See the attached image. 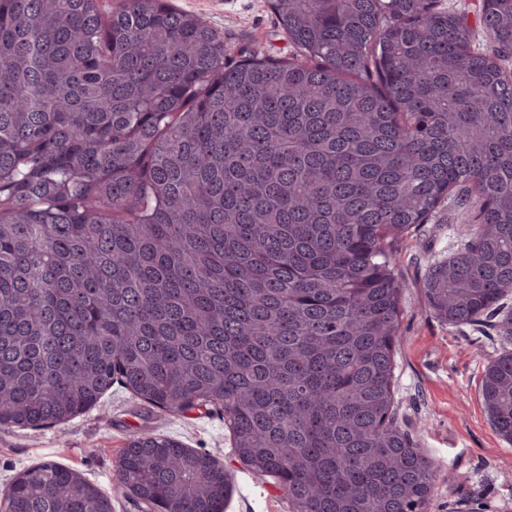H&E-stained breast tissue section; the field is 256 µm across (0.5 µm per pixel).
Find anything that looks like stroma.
<instances>
[{"label": "stroma", "mask_w": 512, "mask_h": 512, "mask_svg": "<svg viewBox=\"0 0 512 512\" xmlns=\"http://www.w3.org/2000/svg\"><path fill=\"white\" fill-rule=\"evenodd\" d=\"M204 18L224 38V55L291 57L269 0H169ZM482 0H436L438 10L465 17L473 48H492L481 21ZM477 208L458 198L444 201L399 244L398 269L406 288L393 384L398 421L428 456L436 482L425 512H512V444L492 429L479 395L487 364L502 351L500 321L512 311L452 326L427 306L422 282L428 269L462 248ZM138 433L171 438L223 466L228 482L224 512H289L274 477L260 475L233 451L231 430L217 406L182 413L157 408L121 383H113L87 412L37 428L0 426V491L23 470L54 461L79 472L111 499L112 512H141L140 504L113 489L115 465Z\"/></svg>", "instance_id": "stroma-1"}]
</instances>
